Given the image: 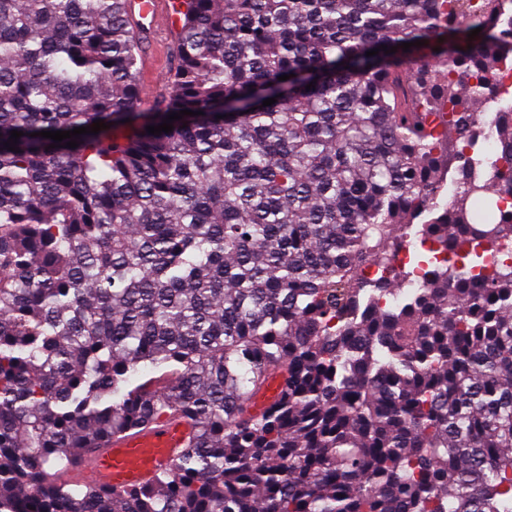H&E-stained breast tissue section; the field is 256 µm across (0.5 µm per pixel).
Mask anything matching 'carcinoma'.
<instances>
[{
	"label": "carcinoma",
	"instance_id": "carcinoma-1",
	"mask_svg": "<svg viewBox=\"0 0 512 512\" xmlns=\"http://www.w3.org/2000/svg\"><path fill=\"white\" fill-rule=\"evenodd\" d=\"M176 2L140 122L127 0H0V512H512V267L472 273L512 237L475 208L512 192V111L499 159L465 151L497 0ZM416 241L455 259L400 302ZM173 414L154 482L60 479Z\"/></svg>",
	"mask_w": 512,
	"mask_h": 512
}]
</instances>
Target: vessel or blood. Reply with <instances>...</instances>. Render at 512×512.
Here are the masks:
<instances>
[{
  "label": "vessel or blood",
  "instance_id": "1",
  "mask_svg": "<svg viewBox=\"0 0 512 512\" xmlns=\"http://www.w3.org/2000/svg\"><path fill=\"white\" fill-rule=\"evenodd\" d=\"M130 22L142 47V101L152 102L164 77L154 60L163 53L178 20L174 0H131ZM190 422L174 415L166 420L112 437L102 447L84 453L65 473V480L123 491L139 487L169 471L187 449Z\"/></svg>",
  "mask_w": 512,
  "mask_h": 512
}]
</instances>
